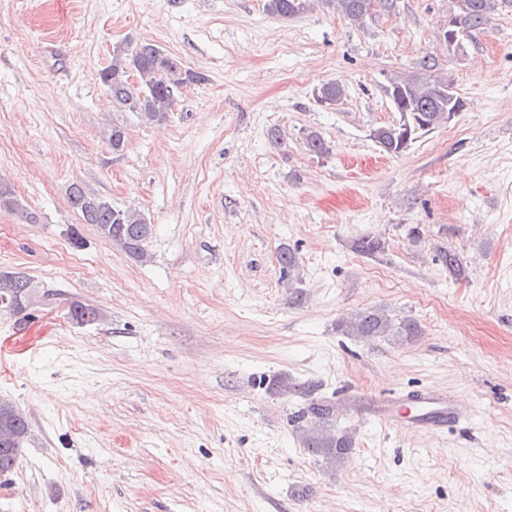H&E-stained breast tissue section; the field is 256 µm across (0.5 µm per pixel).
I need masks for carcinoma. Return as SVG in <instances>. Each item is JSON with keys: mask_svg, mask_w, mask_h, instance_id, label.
Instances as JSON below:
<instances>
[{"mask_svg": "<svg viewBox=\"0 0 512 512\" xmlns=\"http://www.w3.org/2000/svg\"><path fill=\"white\" fill-rule=\"evenodd\" d=\"M326 8L339 14L351 25H362L380 12H391L395 0H319ZM506 0H456L457 10L448 21L463 36L488 25L495 12ZM310 8L309 0H265L266 11L280 19L294 18ZM435 58H423L416 71L389 80L385 92L399 121L379 126L372 137L380 150L390 156L406 152L414 141L448 123L449 109L459 101L453 83L432 78ZM99 79L112 99L126 112L155 123H163L183 88L202 80L200 73L183 65L176 56L158 46L142 42L135 45L119 43L113 47L112 60L101 70ZM344 88L336 82H326L317 93L319 103L333 106L344 98ZM308 150L318 156H328L331 145L316 131L305 134ZM69 202L87 224H94L99 233L131 257L143 260L147 256L146 242L153 236L155 225L147 214L136 208H121L99 196L86 194L75 187ZM0 204L15 211L22 219L36 222L34 213L13 194L0 191ZM353 249L363 256L378 257L385 253V243L370 236L358 238ZM437 258L455 277L465 276V269L455 251L446 247L437 249ZM341 332L369 341L373 338H392L400 345L411 344L424 334L421 325L412 318L395 320L378 309L359 311L342 320ZM285 393L293 392L310 398L305 408L293 415L300 442L307 451L322 458L329 465L342 464L354 450L353 432L337 424V403L311 397L309 388L278 382ZM15 435L14 449L5 453L0 449V473L10 471L16 464L20 449L30 434L27 417L20 411L12 418Z\"/></svg>", "mask_w": 512, "mask_h": 512, "instance_id": "cac0c4a2", "label": "carcinoma"}]
</instances>
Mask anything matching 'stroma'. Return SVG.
Here are the masks:
<instances>
[{
  "label": "stroma",
  "mask_w": 512,
  "mask_h": 512,
  "mask_svg": "<svg viewBox=\"0 0 512 512\" xmlns=\"http://www.w3.org/2000/svg\"><path fill=\"white\" fill-rule=\"evenodd\" d=\"M264 4L0 0V183L37 217L0 208V273L35 288L26 314L0 308V400L31 424L0 512H512V7L451 51L454 0H396L360 27ZM144 41L203 76L161 125L99 82L116 44ZM427 55L464 109L385 155V87ZM328 81L346 89L330 107ZM310 130L330 155L306 149ZM74 185L147 213L148 260L83 222ZM362 236L385 254L356 253ZM74 301L101 322L72 323ZM371 307L421 340L342 334ZM284 376L339 403L348 462L302 447L290 419L306 401L277 390ZM433 391L471 419L435 434L377 421L389 394Z\"/></svg>",
  "instance_id": "obj_1"
}]
</instances>
